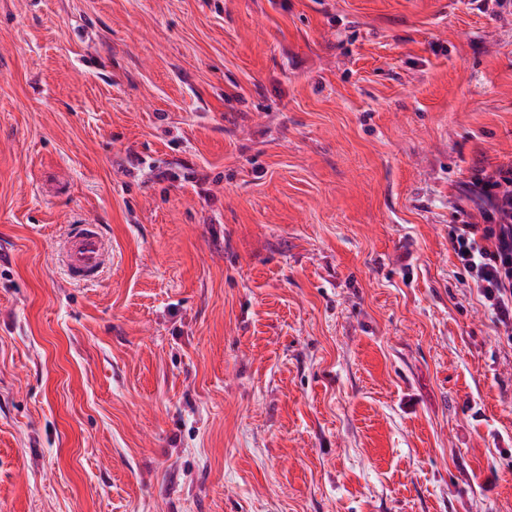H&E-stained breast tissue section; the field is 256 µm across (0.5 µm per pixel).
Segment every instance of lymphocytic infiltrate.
Masks as SVG:
<instances>
[{
	"instance_id": "lymphocytic-infiltrate-1",
	"label": "lymphocytic infiltrate",
	"mask_w": 512,
	"mask_h": 512,
	"mask_svg": "<svg viewBox=\"0 0 512 512\" xmlns=\"http://www.w3.org/2000/svg\"><path fill=\"white\" fill-rule=\"evenodd\" d=\"M465 196L479 203L482 221L454 225V252L512 344V167L475 170Z\"/></svg>"
}]
</instances>
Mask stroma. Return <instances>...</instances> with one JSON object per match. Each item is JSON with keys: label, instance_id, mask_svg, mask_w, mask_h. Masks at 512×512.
<instances>
[{"label": "stroma", "instance_id": "1", "mask_svg": "<svg viewBox=\"0 0 512 512\" xmlns=\"http://www.w3.org/2000/svg\"><path fill=\"white\" fill-rule=\"evenodd\" d=\"M501 165L512 0H0V512H512ZM465 197L480 204L483 224H453L454 252L473 288L512 344V167L473 172ZM63 257L68 276L84 283L103 271L108 251L95 224H81L63 240Z\"/></svg>", "mask_w": 512, "mask_h": 512}]
</instances>
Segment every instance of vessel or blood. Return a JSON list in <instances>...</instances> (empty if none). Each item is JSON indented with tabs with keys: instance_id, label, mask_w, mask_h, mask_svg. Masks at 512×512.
Segmentation results:
<instances>
[{
	"instance_id": "b4317fda",
	"label": "vessel or blood",
	"mask_w": 512,
	"mask_h": 512,
	"mask_svg": "<svg viewBox=\"0 0 512 512\" xmlns=\"http://www.w3.org/2000/svg\"><path fill=\"white\" fill-rule=\"evenodd\" d=\"M63 257L71 281L84 283L103 271L108 251L97 225L82 224L63 240Z\"/></svg>"
}]
</instances>
